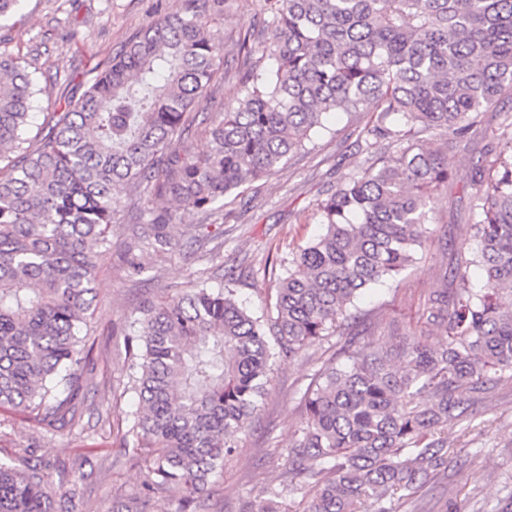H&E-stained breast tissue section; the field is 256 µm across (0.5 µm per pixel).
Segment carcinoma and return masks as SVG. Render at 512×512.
<instances>
[{"mask_svg": "<svg viewBox=\"0 0 512 512\" xmlns=\"http://www.w3.org/2000/svg\"><path fill=\"white\" fill-rule=\"evenodd\" d=\"M132 36L67 111L23 148L42 92L20 57L0 50V408L75 425L79 337L95 311V281L129 188L143 205L169 194L221 228L224 197L268 177L304 150L331 112L370 114L358 147L371 160L317 203L323 234L291 252L275 303L255 317L231 288L199 285L143 303L127 338L132 447L143 471L116 512H148L156 494L181 491L177 512H199L264 405L273 363L293 360L341 327L365 289L397 280L427 240V204L448 187V151L483 109L512 95V0H265L268 39L238 35L243 91L208 129L197 155L178 139L190 108L224 66L213 31L224 0H183ZM426 148L414 142L423 136ZM474 182L470 256L443 271L415 332L389 344L343 342L303 394V421L288 452L289 486L313 489L302 512H359L364 501L413 494L448 469V424L484 401L492 376L512 379V140L488 149ZM168 212L137 232L171 247ZM481 275L471 282L472 271ZM0 512H84L39 464L0 461ZM244 512H285L268 491Z\"/></svg>", "mask_w": 512, "mask_h": 512, "instance_id": "1", "label": "carcinoma"}]
</instances>
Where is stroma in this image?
I'll use <instances>...</instances> for the list:
<instances>
[{
  "label": "stroma",
  "instance_id": "35a3bbf8",
  "mask_svg": "<svg viewBox=\"0 0 512 512\" xmlns=\"http://www.w3.org/2000/svg\"><path fill=\"white\" fill-rule=\"evenodd\" d=\"M263 0H227L224 19L216 26L225 48L239 33L254 27ZM181 8V0H19L12 18L0 24V49L23 58L36 69L42 94L31 109L30 131L40 132L47 119L80 97L98 66L115 55L135 33L163 14ZM242 96L233 75L217 77L210 92L193 104L200 122L184 142L192 152L205 153L210 139L206 122L219 119L225 105ZM512 113L505 97L487 108L481 122L449 152L448 187L435 194L430 241L402 281H386L356 302L368 313L376 335L389 340L393 330L413 323L431 289L440 287L447 259L471 255L477 243L470 231L471 201L478 191L476 165L486 159L489 144L512 138L504 120ZM362 119L344 113L331 116L314 134L305 152L291 158L240 195L224 199V232L202 238L196 215L180 210L169 198L147 203V210L169 211L173 249L156 251L131 246L124 228L112 237L108 257L95 288L99 308L94 320L93 363L84 370L81 403L74 429L52 430L22 411L0 409V458L21 465L47 463L46 480L57 492L76 490L86 512H111L117 497L134 495L143 480L120 449L140 404L125 392L128 381L125 332L138 318L144 298L169 299L199 282L224 284V259L235 257L240 277L237 299L254 315L266 314L274 301L275 280L266 263L288 258L298 244L323 233L316 203L368 165L356 142ZM142 262L144 271L129 276L128 263ZM336 337L306 349L304 356L274 366L260 418L241 434L212 487L206 512H240L263 490L283 486L288 450L301 426V397L313 375L336 349ZM81 467L77 486L63 482L59 465ZM512 496V380H502L474 415L448 426V471L443 479L417 493L392 501L391 512H500Z\"/></svg>",
  "mask_w": 512,
  "mask_h": 512
}]
</instances>
